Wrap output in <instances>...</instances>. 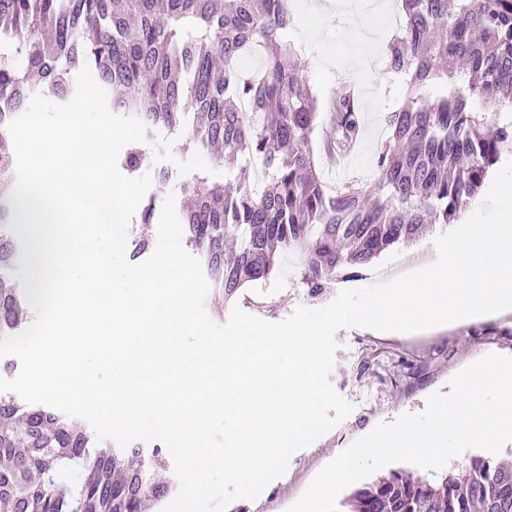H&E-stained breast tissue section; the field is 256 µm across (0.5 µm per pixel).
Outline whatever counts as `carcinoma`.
Instances as JSON below:
<instances>
[{
  "label": "carcinoma",
  "mask_w": 512,
  "mask_h": 512,
  "mask_svg": "<svg viewBox=\"0 0 512 512\" xmlns=\"http://www.w3.org/2000/svg\"><path fill=\"white\" fill-rule=\"evenodd\" d=\"M403 19L388 46V67L405 74L407 99L388 113V139L368 191L331 193L315 163L317 100L286 34L288 0H0V337L27 318L25 294L1 284L13 273L10 230L16 182L6 125L36 94L65 102L73 72L89 66L104 89L120 88L112 111L151 129L189 124L182 150L206 152L233 168L245 156L262 160L272 184L260 192L241 180L205 174L183 185L186 243L197 250L213 286L230 299L265 279L281 252L302 254V283L312 293L336 277L354 278L382 251L419 236L425 224H452L476 195L512 125L487 129L455 89L464 64L469 91L497 108L512 89V0H401ZM258 48L263 68L244 77L234 59ZM442 82L449 95L421 92ZM334 143L345 148L361 132L353 93L338 100ZM94 442L50 408L0 395V512H148L171 493L155 478L156 445L137 444L118 457L91 452ZM512 448L505 457L476 455L463 477L438 481L391 470L354 487L339 512H512ZM84 471L72 483L68 475Z\"/></svg>",
  "instance_id": "cac0c4a2"
}]
</instances>
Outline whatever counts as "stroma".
I'll return each mask as SVG.
<instances>
[{
	"label": "stroma",
	"instance_id": "1",
	"mask_svg": "<svg viewBox=\"0 0 512 512\" xmlns=\"http://www.w3.org/2000/svg\"><path fill=\"white\" fill-rule=\"evenodd\" d=\"M294 24L288 38L299 49L298 61L317 96L321 120L313 134L315 159L328 188L351 184L365 188L373 180L376 161L386 140L385 118L405 100L403 75L391 72L383 52L391 37L380 22L381 13L371 0H288ZM353 92L362 112L363 129L343 152L329 149L332 138L331 107L338 97ZM181 131L155 128L140 144L141 172L170 175L167 192L150 187L155 208H162L167 193H174L176 208H183V183L200 170L216 181L247 174L249 182L261 181L258 161L241 159L228 170L209 166L206 158L177 147ZM448 227H427L415 241L383 251L359 276L337 279L318 294H311L301 280V255L283 253L269 280L243 288L232 300L210 290L205 307L210 318L226 323L233 307L269 322L288 318L297 306L319 308L343 289H361L393 279L424 261H434L433 239ZM338 347L330 381L354 407L343 422L296 452L286 472L269 483L256 500L233 501L228 512H287L314 477L354 441L377 424L404 413L424 411L428 397L449 392L450 380L482 356L495 353L512 357V313L476 323L405 335H387L366 327L339 330Z\"/></svg>",
	"mask_w": 512,
	"mask_h": 512
}]
</instances>
